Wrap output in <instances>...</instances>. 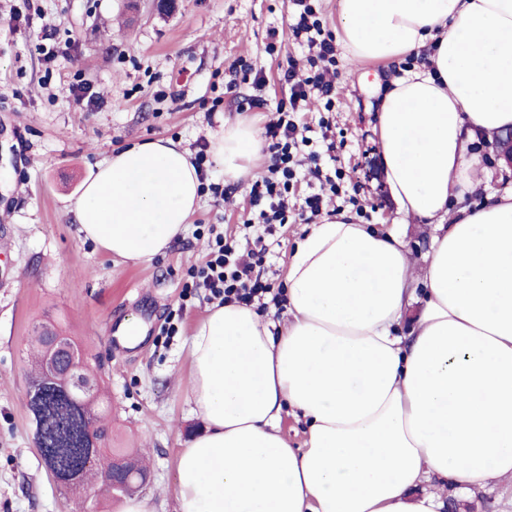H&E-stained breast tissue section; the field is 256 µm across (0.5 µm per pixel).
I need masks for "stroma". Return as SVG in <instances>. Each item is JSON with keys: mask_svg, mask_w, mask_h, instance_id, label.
<instances>
[{"mask_svg": "<svg viewBox=\"0 0 512 512\" xmlns=\"http://www.w3.org/2000/svg\"><path fill=\"white\" fill-rule=\"evenodd\" d=\"M290 0H175L167 12L154 0H0V512H79L64 499L34 443L28 407L26 352L33 325L45 318L76 338L100 367L112 399V432L121 448L147 455L152 481L144 491L155 512H174L176 461L201 420L185 399L187 340L205 316L203 300L182 303L189 268L202 263L208 225L243 237L242 180L232 202L203 196L184 236L165 256L146 262L112 257L84 240L70 211L96 164L131 141L172 138L196 152L224 119L269 121L288 88L281 62L303 49L285 40L267 49L269 28L285 29ZM69 43L70 55L46 61L45 49ZM246 61L266 85H224ZM329 118L345 143L340 163L373 226L395 223L397 206L383 181L369 177L380 152L372 128L371 88L344 53ZM97 96L87 107L72 85ZM267 99L266 108L247 99ZM296 222L270 236L265 277L281 287L297 240ZM142 324L141 339L117 336L124 320ZM447 512H512V478L495 488L445 498Z\"/></svg>", "mask_w": 512, "mask_h": 512, "instance_id": "35a3bbf8", "label": "stroma"}]
</instances>
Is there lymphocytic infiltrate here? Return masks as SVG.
I'll list each match as a JSON object with an SVG mask.
<instances>
[{"label": "lymphocytic infiltrate", "mask_w": 512, "mask_h": 512, "mask_svg": "<svg viewBox=\"0 0 512 512\" xmlns=\"http://www.w3.org/2000/svg\"><path fill=\"white\" fill-rule=\"evenodd\" d=\"M293 2L299 12L288 33L272 29L268 39L274 45L284 35H291L295 40L306 41L309 54L305 66H298L296 60L290 58L281 67L282 79L289 86L288 105L279 109L276 119L265 126L270 159L251 186L249 210L244 220L248 226L263 225L265 232L245 251L234 239L216 235L209 242L204 265L190 272L195 291L223 304L251 305L267 297L274 306H282V293L273 292L261 270L268 250L265 237L273 233L275 225L287 224L288 199L299 195L304 175L318 180L319 189L301 195V214L321 215L325 200L333 197L350 204L357 201L345 187V173L338 165L331 124L322 121L314 127L298 119L303 103L314 98L323 101L325 109H333L337 71L334 37L319 19L315 0Z\"/></svg>", "instance_id": "f902f5d3"}]
</instances>
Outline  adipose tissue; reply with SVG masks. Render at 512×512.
Here are the masks:
<instances>
[{
  "label": "adipose tissue",
  "instance_id": "adipose-tissue-1",
  "mask_svg": "<svg viewBox=\"0 0 512 512\" xmlns=\"http://www.w3.org/2000/svg\"><path fill=\"white\" fill-rule=\"evenodd\" d=\"M338 7L353 65L429 52L372 85L386 185L403 219L434 225L431 250L413 270L398 227L341 212L297 242L283 324L208 308L189 338L186 400L203 427L177 460L176 512H441L446 492L512 477V191L464 203L487 176L470 143L512 129V0ZM262 149L254 121L210 143L231 184ZM199 186L189 150L157 138L100 163L73 212L114 257L149 261L184 234ZM287 409L304 447L280 431Z\"/></svg>",
  "mask_w": 512,
  "mask_h": 512
}]
</instances>
